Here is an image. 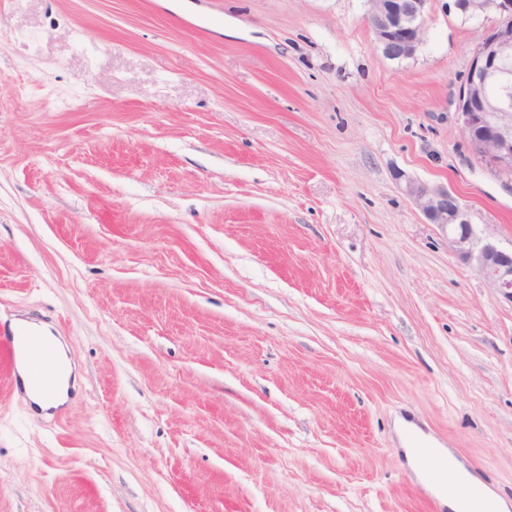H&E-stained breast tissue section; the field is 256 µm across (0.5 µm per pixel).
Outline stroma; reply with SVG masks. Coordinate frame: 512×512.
<instances>
[{
	"mask_svg": "<svg viewBox=\"0 0 512 512\" xmlns=\"http://www.w3.org/2000/svg\"><path fill=\"white\" fill-rule=\"evenodd\" d=\"M0 0V321L42 319L60 418L0 370V512H448L419 424L512 500V303L395 179L512 248V174L453 112L491 18L430 0ZM377 49L391 60L415 56L428 28L429 0H367Z\"/></svg>",
	"mask_w": 512,
	"mask_h": 512,
	"instance_id": "1",
	"label": "stroma"
}]
</instances>
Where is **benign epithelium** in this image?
Segmentation results:
<instances>
[{"label":"benign epithelium","mask_w":512,"mask_h":512,"mask_svg":"<svg viewBox=\"0 0 512 512\" xmlns=\"http://www.w3.org/2000/svg\"><path fill=\"white\" fill-rule=\"evenodd\" d=\"M368 22L377 49L391 60L417 53L428 28L429 0H367ZM473 17L492 15L494 23L473 50L468 72L459 87L454 118L478 160L489 170L512 173V104L491 93L512 61V0H454ZM395 180L421 211L448 238V249L471 266L488 288L512 303V250L499 248L494 229L477 232L459 194L444 186L421 182L403 173Z\"/></svg>","instance_id":"benign-epithelium-1"}]
</instances>
